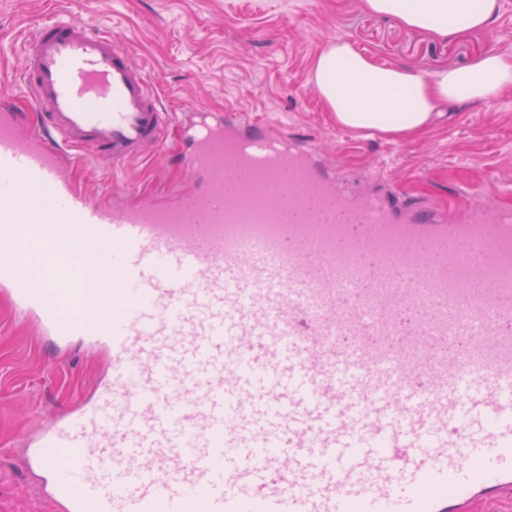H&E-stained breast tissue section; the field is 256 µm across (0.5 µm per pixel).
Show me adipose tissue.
Masks as SVG:
<instances>
[{"instance_id":"adipose-tissue-1","label":"adipose tissue","mask_w":512,"mask_h":512,"mask_svg":"<svg viewBox=\"0 0 512 512\" xmlns=\"http://www.w3.org/2000/svg\"><path fill=\"white\" fill-rule=\"evenodd\" d=\"M368 10L440 36L489 29L498 0H365ZM311 80L337 125L367 136L406 139L430 127L441 106L489 102L512 89V56L496 51L464 67L428 74L380 65L350 42H329Z\"/></svg>"}]
</instances>
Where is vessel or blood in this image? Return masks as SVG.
<instances>
[{
	"mask_svg": "<svg viewBox=\"0 0 512 512\" xmlns=\"http://www.w3.org/2000/svg\"><path fill=\"white\" fill-rule=\"evenodd\" d=\"M22 42L0 287L111 353L27 450L66 512H512V209L349 191L229 110L189 127L192 184L92 202L64 161L157 156L171 116L111 30Z\"/></svg>",
	"mask_w": 512,
	"mask_h": 512,
	"instance_id": "obj_1",
	"label": "vessel or blood"
}]
</instances>
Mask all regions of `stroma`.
<instances>
[{
  "mask_svg": "<svg viewBox=\"0 0 512 512\" xmlns=\"http://www.w3.org/2000/svg\"><path fill=\"white\" fill-rule=\"evenodd\" d=\"M57 14L91 30L111 28L180 124L197 110L235 108L271 122L274 132L313 141L350 181L380 174L423 204L467 191L477 207L512 205V92L445 109L423 132L391 141L336 126L311 81L315 58L338 38L377 63L424 74L492 50L512 55V0H501L492 30L447 37L375 15L364 0H0V72L7 74L0 104L24 105L15 79L20 32ZM178 150L172 134L161 157L122 166L104 157L72 160L64 173L93 199L126 204L187 181ZM108 371L102 345L54 342L0 292V512H62L49 471L24 464L21 438L90 396Z\"/></svg>",
  "mask_w": 512,
  "mask_h": 512,
  "instance_id": "1",
  "label": "stroma"
}]
</instances>
